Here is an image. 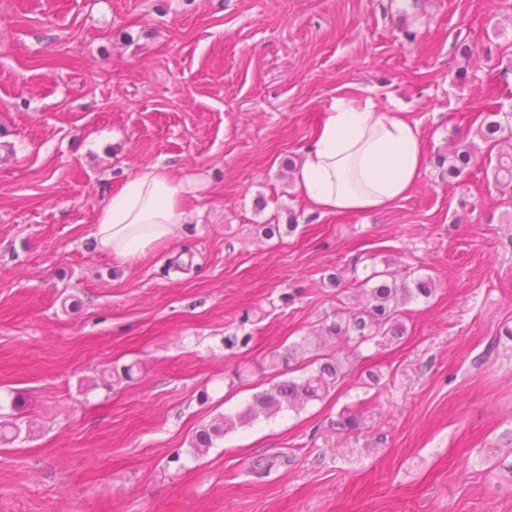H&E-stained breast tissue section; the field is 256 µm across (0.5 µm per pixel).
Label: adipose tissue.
Here are the masks:
<instances>
[{
  "label": "adipose tissue",
  "mask_w": 512,
  "mask_h": 512,
  "mask_svg": "<svg viewBox=\"0 0 512 512\" xmlns=\"http://www.w3.org/2000/svg\"><path fill=\"white\" fill-rule=\"evenodd\" d=\"M417 121L390 113L369 99L341 96L320 122L294 186L310 211L324 215L382 211L406 198L428 159ZM195 180L175 182L165 168L148 165L111 189L92 236L123 263L170 243L186 212Z\"/></svg>",
  "instance_id": "1"
}]
</instances>
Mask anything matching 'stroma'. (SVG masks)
I'll return each mask as SVG.
<instances>
[{
	"label": "stroma",
	"mask_w": 512,
	"mask_h": 512,
	"mask_svg": "<svg viewBox=\"0 0 512 512\" xmlns=\"http://www.w3.org/2000/svg\"><path fill=\"white\" fill-rule=\"evenodd\" d=\"M343 93L447 152L489 101L512 111V0H0V512H512V190L484 157L383 212H311L287 166ZM157 162L203 183L168 246L120 264L95 218ZM363 253L436 279L406 336L191 456ZM246 311L258 335L227 349ZM346 406L359 430L332 428Z\"/></svg>",
	"instance_id": "obj_1"
}]
</instances>
